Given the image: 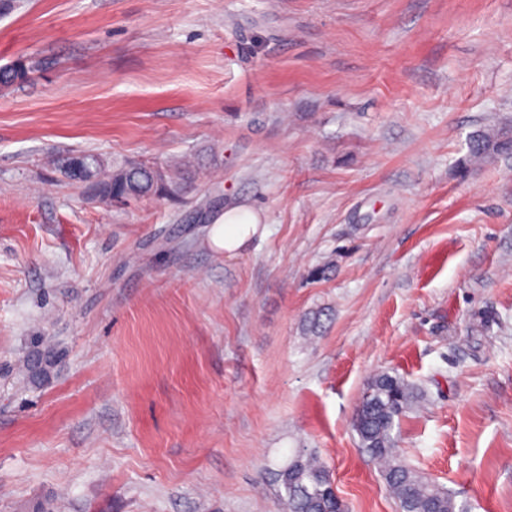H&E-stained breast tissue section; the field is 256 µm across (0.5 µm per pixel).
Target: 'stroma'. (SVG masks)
<instances>
[{
	"mask_svg": "<svg viewBox=\"0 0 512 512\" xmlns=\"http://www.w3.org/2000/svg\"><path fill=\"white\" fill-rule=\"evenodd\" d=\"M0 512H277L292 449L400 512L359 445L512 512V0H17L0 14ZM98 155L191 176L124 205ZM250 248L209 243L224 209ZM328 267L325 279L310 272ZM322 312L317 336L306 319ZM512 139L507 131L484 130L470 137V148L465 166L479 164L492 154L509 153ZM257 230V219L251 211L241 207H229L212 224L209 240L215 249L234 256L257 235ZM413 386L403 378L382 373L363 395L354 419L363 451L379 465L381 476L401 512H467L456 496L422 479L401 460L393 436L394 420L409 409Z\"/></svg>",
	"mask_w": 512,
	"mask_h": 512,
	"instance_id": "1",
	"label": "stroma"
}]
</instances>
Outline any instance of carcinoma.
<instances>
[{"instance_id": "1", "label": "carcinoma", "mask_w": 512, "mask_h": 512, "mask_svg": "<svg viewBox=\"0 0 512 512\" xmlns=\"http://www.w3.org/2000/svg\"><path fill=\"white\" fill-rule=\"evenodd\" d=\"M30 67L20 62L0 69V84H12L26 78ZM512 149V136L503 130H484L470 137L465 165H475L492 154ZM75 181L88 183L98 196L123 201L149 194H176L180 183L168 172L146 165H123L109 169L102 160L94 167L71 173ZM415 398L413 386L403 378L382 373L375 376L363 395L354 419L363 451L379 465L381 476L398 501L400 512H467L456 496L422 479L401 460L393 436L395 417L410 408ZM284 489L279 512H339V503L329 472L314 456L300 448L274 472Z\"/></svg>"}]
</instances>
